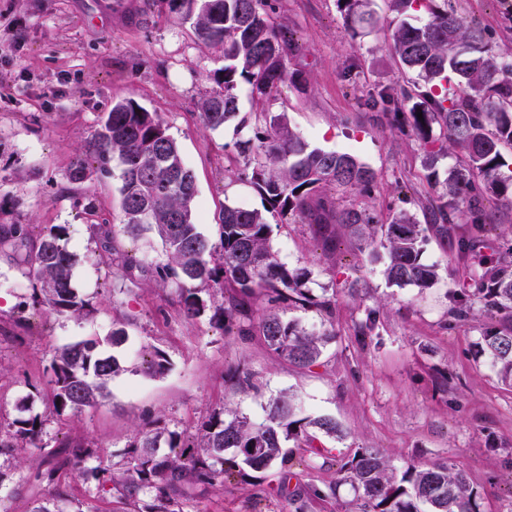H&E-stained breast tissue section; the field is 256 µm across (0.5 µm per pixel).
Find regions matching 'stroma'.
I'll list each match as a JSON object with an SVG mask.
<instances>
[{
    "label": "stroma",
    "instance_id": "stroma-1",
    "mask_svg": "<svg viewBox=\"0 0 512 512\" xmlns=\"http://www.w3.org/2000/svg\"><path fill=\"white\" fill-rule=\"evenodd\" d=\"M453 3L465 23L485 29L500 56L512 58L506 0ZM274 5L277 25L293 39L288 68L299 79L262 100L242 87L240 111L286 114L311 147L349 153L375 171L372 192L354 196V203L382 218L404 210L425 221L436 193L424 179L423 151L409 129L378 119L367 105L383 89L400 96L408 81L392 45L388 0H371L378 23L359 36L336 0ZM223 65L221 53L202 48L165 0H0V225H68L74 284L94 309L80 319L32 309L18 314L33 293L19 272L29 250L0 247V430H9L19 401L33 390L46 421L22 457L0 454L8 512H33L62 490L96 512H115L113 497L95 496L93 479L72 475L75 446L85 450L88 465L118 467L136 430L157 423L192 430L225 407L260 422L282 395L293 396L304 415L334 417L343 429L341 438L323 439L328 456L295 449L288 486L327 489L338 460L378 448L399 467L450 460L480 492L484 512H512V390L475 359L477 322L446 327L455 288L453 238L427 235L423 258L438 271L431 288H397L382 275L384 261L363 264L349 238L328 249L309 225L271 219L270 244L280 260L309 270L315 296L336 298L337 336L317 364L301 369L270 351L259 334L226 336L209 315L183 314L177 288L161 287L154 277L159 241L123 229L119 169L86 183L69 181L99 116L116 98L131 97L165 121L195 175V221L218 240L224 206L262 205L233 175L250 160L235 147L241 135L234 124L210 130L200 119V103ZM105 219L112 225L107 246L86 231ZM127 257L133 268L113 277ZM360 274L367 290L348 295ZM372 310L376 325L362 345L352 327ZM121 315L129 318L117 350L125 370L108 398L73 415H53L48 368L55 349L109 336ZM155 347L171 361L160 378L142 371ZM185 500L194 512H293L266 484L244 486L233 477L220 486H190Z\"/></svg>",
    "mask_w": 512,
    "mask_h": 512
}]
</instances>
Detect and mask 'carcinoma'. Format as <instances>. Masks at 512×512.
<instances>
[{
	"label": "carcinoma",
	"mask_w": 512,
	"mask_h": 512,
	"mask_svg": "<svg viewBox=\"0 0 512 512\" xmlns=\"http://www.w3.org/2000/svg\"><path fill=\"white\" fill-rule=\"evenodd\" d=\"M337 9L351 28L372 23L370 0H336ZM403 17L425 10L429 19L419 25L396 23L392 39L410 87L397 100L385 90L368 101L381 117L409 126L424 152L426 183L441 188L436 203L420 224L400 210L379 223L367 209L338 207L324 195L328 187L345 194L371 192L376 176L356 157L312 148L288 124L285 114H264L254 123L239 112L238 90L251 86L259 99L270 96L288 80L287 31L277 26L270 0H168V7L191 24L197 40L218 49L224 67L213 75L219 90L201 102L206 128L216 130L233 122L249 137L237 143L253 163L237 172L261 198L263 209L224 206L219 240L211 242L194 220L197 188L192 170L181 157L176 141L160 116L132 98H120L100 117L89 156L78 159L68 179L83 183L107 174L112 163L120 167L119 193L123 224L132 235L153 233L161 241L163 259L155 277L163 286L179 290V303L188 316H198L207 304L200 284L229 288L227 305L214 307L212 320L226 336H247L258 328L268 348L301 368L320 359L336 338L335 301L314 296L306 288L309 272L281 263L269 243V217L297 218L314 228L324 244L339 234L374 255L384 250L383 276L388 284L430 288L436 267L423 261L426 232L455 235V261L462 270L448 328L484 318L474 356L492 368L500 382L512 388V240L493 245L498 225L489 223L487 203L495 198L512 204V60L499 56L484 29L464 24L451 0H390ZM454 150L461 163L445 180L436 170L439 157ZM464 225L455 234V225ZM92 239L111 243L108 220L87 225ZM29 224L0 228V246L31 238ZM68 227L46 226L36 237L35 252L25 275L33 281V307L46 312L83 318L91 314L87 300L73 285L74 254L66 247ZM262 294L267 308L254 317L252 300ZM313 305L326 316L329 327L310 332L283 318L285 306ZM127 321L114 322L104 339H86L56 350L49 366V384L57 416L74 414L107 395L108 385L122 371L112 349L127 338ZM147 372L163 375L170 366L166 353L155 349L145 360ZM35 394L22 403L24 414L11 423L0 451H21L41 433L44 419L31 410ZM338 422L329 416L300 417L291 399L269 404L266 421L255 423L236 410L223 408L207 416L195 431L166 427L136 431L128 445L122 471L107 468L97 489L134 512H184L181 490L189 484L222 485L237 473L243 482L254 474L292 462L285 443L319 455L314 442L341 436ZM339 482L354 492L355 512H482V499L468 476L453 463L406 465L399 471L377 448H357L338 463ZM294 506L308 512L314 500L336 498L310 486L275 489Z\"/></svg>",
	"instance_id": "obj_1"
}]
</instances>
